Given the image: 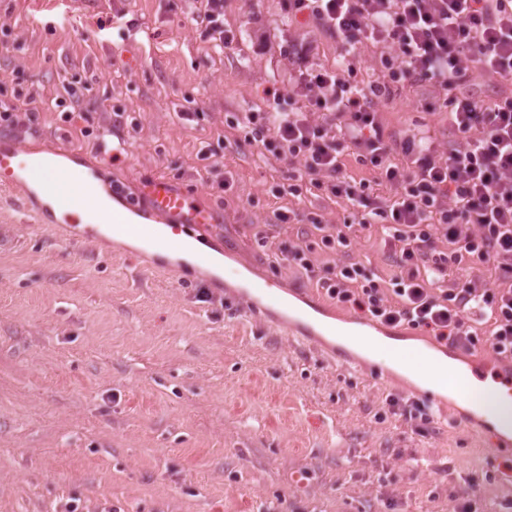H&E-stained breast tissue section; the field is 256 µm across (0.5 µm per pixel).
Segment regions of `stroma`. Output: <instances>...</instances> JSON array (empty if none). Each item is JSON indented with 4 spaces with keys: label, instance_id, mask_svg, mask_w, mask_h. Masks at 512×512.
Segmentation results:
<instances>
[{
    "label": "stroma",
    "instance_id": "obj_1",
    "mask_svg": "<svg viewBox=\"0 0 512 512\" xmlns=\"http://www.w3.org/2000/svg\"><path fill=\"white\" fill-rule=\"evenodd\" d=\"M190 7L0 0V101L21 89L37 108L27 129L0 124V140L75 150L138 212L166 176L214 218L190 237L308 287L281 248L311 217L338 224L353 208L316 189L276 194L287 163L228 119L286 87L289 39L311 40L329 68L339 43L309 17L288 22L284 0H224L234 41L216 52ZM68 85L89 87L79 107ZM379 111L388 139H454L429 84L395 85ZM106 126L122 161L88 140ZM170 264L176 277L159 272ZM242 306L205 268L31 223L0 189V512H451L466 497L512 512V447L438 413L406 421L386 400H420L407 378L343 368Z\"/></svg>",
    "mask_w": 512,
    "mask_h": 512
}]
</instances>
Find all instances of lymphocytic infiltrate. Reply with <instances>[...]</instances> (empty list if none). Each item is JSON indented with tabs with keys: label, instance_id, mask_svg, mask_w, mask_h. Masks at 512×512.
I'll list each match as a JSON object with an SVG mask.
<instances>
[{
	"label": "lymphocytic infiltrate",
	"instance_id": "lymphocytic-infiltrate-1",
	"mask_svg": "<svg viewBox=\"0 0 512 512\" xmlns=\"http://www.w3.org/2000/svg\"><path fill=\"white\" fill-rule=\"evenodd\" d=\"M286 7L330 29L348 60L326 68L314 63L313 43L301 41L288 58L298 108L281 111L273 89L264 110L246 113V124L253 141L292 163L281 193L299 194L306 181L346 196L356 222L313 219L322 246L337 255L334 265L319 266L301 238L282 247L284 259L337 304L382 324L425 329L464 351L512 355V283L491 288L475 274L481 267L512 273V91L487 104L463 88L475 72L512 77V0H287ZM190 15L213 47L231 45L224 0H194ZM364 44L381 50V74L365 85L349 60ZM424 80L453 131L443 155L419 134L384 138L378 105L389 100L392 83ZM397 149L407 164L391 162ZM348 151L372 178L346 180ZM380 185L392 198L377 194ZM376 225L393 268L386 279L353 256L357 230ZM465 264L469 276L449 279Z\"/></svg>",
	"mask_w": 512,
	"mask_h": 512
}]
</instances>
